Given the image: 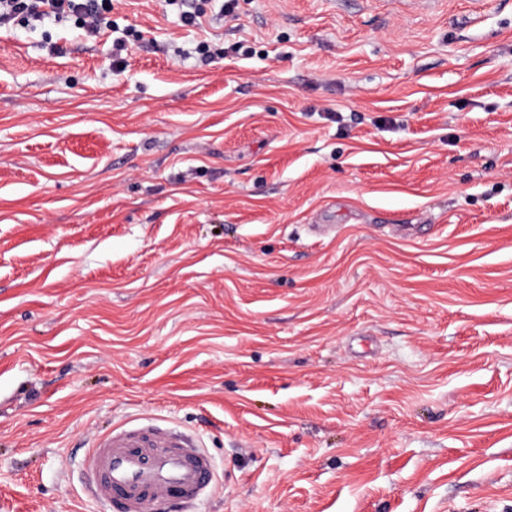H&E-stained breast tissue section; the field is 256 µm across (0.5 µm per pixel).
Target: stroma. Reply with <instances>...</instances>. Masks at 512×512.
<instances>
[{"label":"stroma","mask_w":512,"mask_h":512,"mask_svg":"<svg viewBox=\"0 0 512 512\" xmlns=\"http://www.w3.org/2000/svg\"><path fill=\"white\" fill-rule=\"evenodd\" d=\"M195 6L0 27V512H512V0ZM93 498L119 512H145L149 502L192 500L211 475L208 455L162 428L121 427L98 437L85 458Z\"/></svg>","instance_id":"obj_1"}]
</instances>
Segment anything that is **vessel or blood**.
<instances>
[{"instance_id": "1", "label": "vessel or blood", "mask_w": 512, "mask_h": 512, "mask_svg": "<svg viewBox=\"0 0 512 512\" xmlns=\"http://www.w3.org/2000/svg\"><path fill=\"white\" fill-rule=\"evenodd\" d=\"M87 476L94 498L118 512H146L148 503L192 500L211 475L208 455L162 428L121 427L88 449Z\"/></svg>"}]
</instances>
